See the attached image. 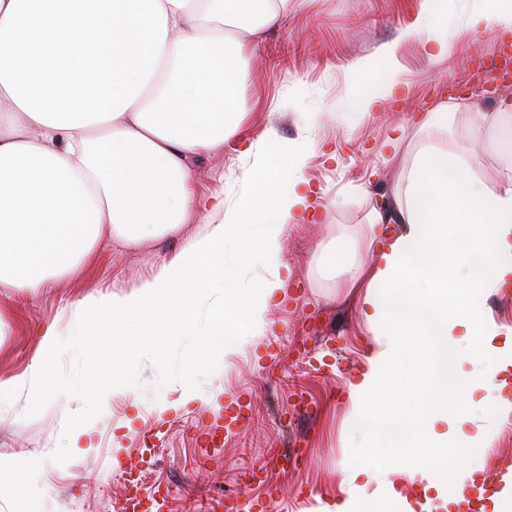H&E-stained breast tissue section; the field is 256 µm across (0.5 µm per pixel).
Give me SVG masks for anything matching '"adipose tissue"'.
<instances>
[{"mask_svg": "<svg viewBox=\"0 0 512 512\" xmlns=\"http://www.w3.org/2000/svg\"><path fill=\"white\" fill-rule=\"evenodd\" d=\"M294 2L0 0V288H47L77 276L104 241L134 246L176 234L199 204L196 163L242 127V85L256 45ZM447 10L448 0H422L400 39L422 42L440 60L448 38L430 30ZM207 20L238 34L200 36ZM406 92L393 72L355 95L354 106L377 112ZM474 126L495 132L493 150L512 164V99L476 113ZM303 162L302 152L288 157L272 146L244 200H216L224 221L191 255L174 257L134 293L81 303L75 347L131 339L112 361L113 392L128 390L141 358L164 363L185 337H195L208 369L238 346L242 331L271 330L266 314L284 299L285 278L245 290L236 282L246 262L279 264L288 227L315 212L314 193L298 175ZM473 166L466 154L419 147L388 204L371 216L370 262L344 252L326 259L359 289L373 336L365 366L347 381L350 400L377 442L411 443V456L432 465L382 473L377 496L391 512H466V486L491 512H512V465L502 471L484 461L453 480L439 444L447 426L463 455L477 447L464 430L472 384L484 390L485 410L512 418L503 394L512 383V325L482 309L486 291L512 283V177L491 181ZM213 293L220 300L198 328L192 308ZM463 334L470 346H461ZM57 350L47 326L29 371L0 379V399L43 382ZM469 359L482 362L481 373L464 371ZM388 373L393 407L377 395ZM366 470L344 471L340 497L319 512H367L357 483Z\"/></svg>", "mask_w": 512, "mask_h": 512, "instance_id": "ef3b65f1", "label": "adipose tissue"}]
</instances>
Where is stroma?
I'll use <instances>...</instances> for the list:
<instances>
[{"instance_id":"1","label":"stroma","mask_w":512,"mask_h":512,"mask_svg":"<svg viewBox=\"0 0 512 512\" xmlns=\"http://www.w3.org/2000/svg\"><path fill=\"white\" fill-rule=\"evenodd\" d=\"M421 0H307L270 29L252 59L243 94L252 105L240 136L199 162V197L235 201L251 188L256 160L271 142L304 148L300 175L320 199L316 222L297 224L284 237L282 265L288 285L271 307V334L252 338L209 371L190 372L193 340L176 346L166 363L141 359L130 390L107 394V371L122 344L79 350L72 343L78 305L102 294H128L189 252L223 219L197 211L179 233L135 248L106 242L77 278L18 294L0 288V316L10 336L0 340V379L23 375L39 353V327L57 329L59 351L40 391L0 403V512H14L24 493L37 512H123L127 497L161 498V512H204L211 498L231 495L244 512L276 499L279 512H315L318 498L339 496L346 469L362 456L375 472L361 476L374 494L378 473L395 468L400 451L371 447L351 418L346 381L365 363L372 336L347 300L345 277L322 269L325 253L349 244L355 258L371 212L389 198L398 169L386 163L383 142L398 126L411 130L401 154L429 141L415 131L421 113L452 106L442 147L474 156L478 174L512 175L486 153L473 133L475 112L492 111L512 87L488 80L490 57L512 53V36L496 23L479 31L468 17L489 0H448L437 28L448 33V53L430 62L418 42H398V27ZM395 45V67L408 85L385 111H354L350 100L384 76L382 52ZM372 70L355 73L358 60ZM192 374L198 401L183 403V378ZM171 404L159 413L160 403ZM247 417V426L231 417ZM82 423L91 446L73 455L68 429Z\"/></svg>"}]
</instances>
